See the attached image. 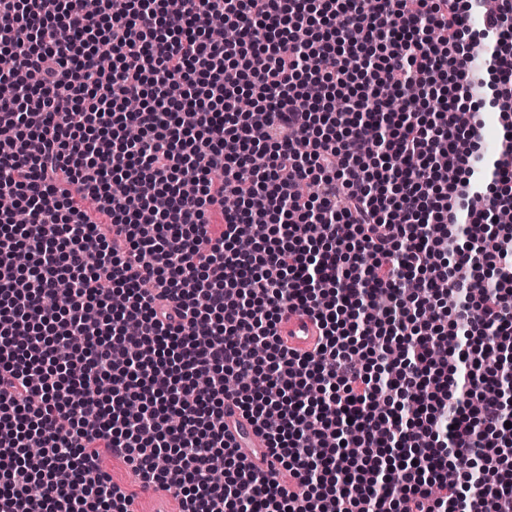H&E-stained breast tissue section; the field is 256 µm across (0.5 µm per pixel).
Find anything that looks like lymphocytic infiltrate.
<instances>
[{"label":"lymphocytic infiltrate","mask_w":512,"mask_h":512,"mask_svg":"<svg viewBox=\"0 0 512 512\" xmlns=\"http://www.w3.org/2000/svg\"><path fill=\"white\" fill-rule=\"evenodd\" d=\"M482 4L0 0V195L25 215L0 212V512H132L111 458L181 512H512V367L487 361L512 350V0ZM228 401L301 493L225 438ZM281 336H288L289 342L296 348L308 349L318 330L314 322L306 315L290 314L280 325Z\"/></svg>","instance_id":"lymphocytic-infiltrate-1"}]
</instances>
